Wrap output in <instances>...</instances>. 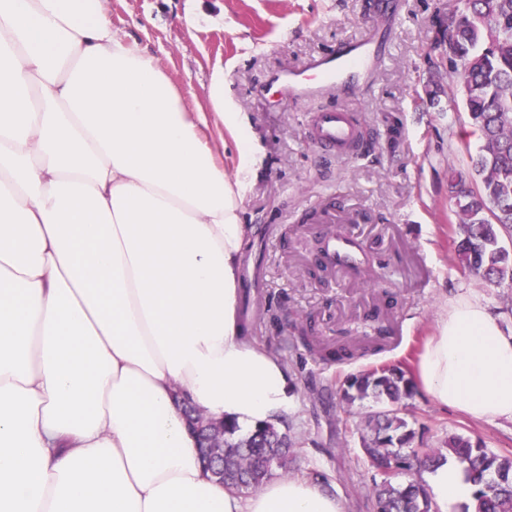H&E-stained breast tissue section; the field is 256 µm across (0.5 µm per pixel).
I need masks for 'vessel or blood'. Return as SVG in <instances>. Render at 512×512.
Listing matches in <instances>:
<instances>
[{
  "label": "vessel or blood",
  "instance_id": "obj_1",
  "mask_svg": "<svg viewBox=\"0 0 512 512\" xmlns=\"http://www.w3.org/2000/svg\"><path fill=\"white\" fill-rule=\"evenodd\" d=\"M368 67V57L360 44L355 43L313 59L303 69L280 73L276 82L281 94L305 100L320 94L340 92ZM309 138L324 152L351 155L357 147L359 131L348 112L336 109L315 113ZM327 247L338 265L357 264L362 256L356 241L344 234L330 237Z\"/></svg>",
  "mask_w": 512,
  "mask_h": 512
}]
</instances>
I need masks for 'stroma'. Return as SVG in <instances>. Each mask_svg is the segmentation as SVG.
Masks as SVG:
<instances>
[{"instance_id": "stroma-1", "label": "stroma", "mask_w": 512, "mask_h": 512, "mask_svg": "<svg viewBox=\"0 0 512 512\" xmlns=\"http://www.w3.org/2000/svg\"><path fill=\"white\" fill-rule=\"evenodd\" d=\"M463 7L462 0H106L113 29L156 57L191 110L210 112L207 89L220 72L229 109L248 119L241 135L210 129L212 139L224 141L228 179L242 166L240 146L254 147L261 159L240 201L252 234L239 314L255 344L282 359L293 379L296 405L287 424L298 440L297 476L323 470L342 512H371L373 471L361 435L367 416L382 409L370 399L343 403L345 380L379 364L414 368L443 309L459 296L480 299L501 330L512 332V283L490 285L456 267L448 175L466 171V153L480 141L466 133V112L449 111L450 75L430 47L437 14ZM385 8L396 16L389 54L367 82L344 97L305 101L277 91V75L365 35ZM339 106L370 132L366 156L324 154L311 143V115ZM313 210L336 214L346 231L375 247L373 286L357 275H305L311 244L328 229L321 220L302 223ZM388 305L404 341L379 355L328 365L291 342L296 316L322 312L316 336L332 346ZM402 414L415 431L414 447L436 448L460 434L512 453V421L470 419L418 389Z\"/></svg>"}]
</instances>
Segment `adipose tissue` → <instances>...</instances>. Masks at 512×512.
<instances>
[{
    "mask_svg": "<svg viewBox=\"0 0 512 512\" xmlns=\"http://www.w3.org/2000/svg\"><path fill=\"white\" fill-rule=\"evenodd\" d=\"M208 123L105 0H0V512H342L304 479L225 489L184 416L295 406L238 317L249 230ZM415 380L512 420V336L452 300ZM423 478L435 512L471 498L456 459Z\"/></svg>",
    "mask_w": 512,
    "mask_h": 512,
    "instance_id": "adipose-tissue-1",
    "label": "adipose tissue"
}]
</instances>
